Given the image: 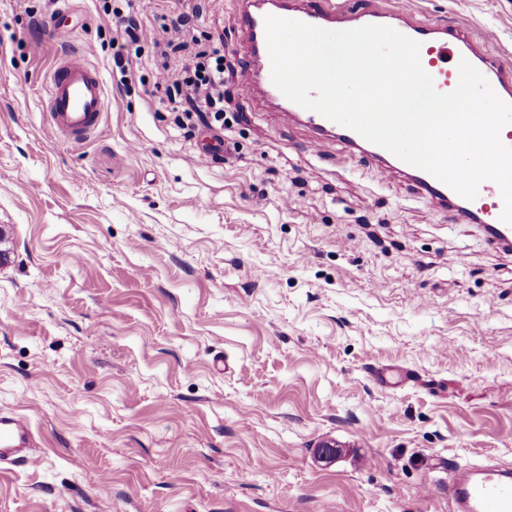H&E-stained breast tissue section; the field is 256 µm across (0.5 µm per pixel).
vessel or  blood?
Instances as JSON below:
<instances>
[{"instance_id":"obj_1","label":"vessel or blood","mask_w":512,"mask_h":512,"mask_svg":"<svg viewBox=\"0 0 512 512\" xmlns=\"http://www.w3.org/2000/svg\"><path fill=\"white\" fill-rule=\"evenodd\" d=\"M273 15L309 25L333 24L343 30L367 24L391 27L420 44V60L433 77L438 91L451 92L458 83V63L467 59L487 79L495 93L512 103V74L507 73L484 42L460 37L456 27L443 22L404 19L402 11L354 8L348 0H249L242 28L249 45V58L240 83L243 96L262 94L277 101L284 115L304 120L322 141L335 138L361 151L373 162L410 177L419 189L457 222L485 230L491 244L512 245V224L502 221L503 201L499 186L483 181L475 199L469 200L429 172L410 165L388 150L368 142L354 130L317 111L287 99L271 81V61L264 19ZM90 49L69 51L56 61L46 96L53 127L79 142L95 133L106 112V93L100 72L88 61ZM35 435L28 421L12 411L0 410V467L33 463ZM453 512H512V474L492 468L461 473L448 485Z\"/></svg>"}]
</instances>
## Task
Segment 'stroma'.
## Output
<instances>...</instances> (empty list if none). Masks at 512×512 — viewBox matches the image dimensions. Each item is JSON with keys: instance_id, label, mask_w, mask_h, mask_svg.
<instances>
[{"instance_id": "1", "label": "stroma", "mask_w": 512, "mask_h": 512, "mask_svg": "<svg viewBox=\"0 0 512 512\" xmlns=\"http://www.w3.org/2000/svg\"><path fill=\"white\" fill-rule=\"evenodd\" d=\"M243 0H157L224 52V149L179 128L101 0H0V409L33 464L0 512H448L449 465L512 467V251L406 176L238 92ZM489 40L512 0H371ZM92 45L100 131L51 125ZM277 269L268 277V269ZM90 54L87 47L62 54L46 88L51 123L73 142L95 133L106 112L104 81L89 64Z\"/></svg>"}]
</instances>
